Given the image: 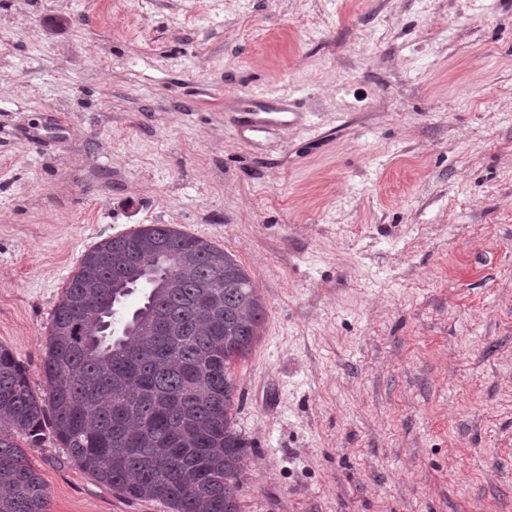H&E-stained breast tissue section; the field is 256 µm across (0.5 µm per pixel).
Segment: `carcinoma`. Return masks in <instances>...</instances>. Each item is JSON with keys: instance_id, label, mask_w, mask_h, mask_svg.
I'll list each match as a JSON object with an SVG mask.
<instances>
[{"instance_id": "cac0c4a2", "label": "carcinoma", "mask_w": 512, "mask_h": 512, "mask_svg": "<svg viewBox=\"0 0 512 512\" xmlns=\"http://www.w3.org/2000/svg\"><path fill=\"white\" fill-rule=\"evenodd\" d=\"M126 263L159 278L115 280ZM265 315L230 253L170 224L140 225L85 252L52 314L45 397L0 345V512H49L26 452L47 431L78 469L127 498L171 512H239L250 451L236 428L233 366Z\"/></svg>"}]
</instances>
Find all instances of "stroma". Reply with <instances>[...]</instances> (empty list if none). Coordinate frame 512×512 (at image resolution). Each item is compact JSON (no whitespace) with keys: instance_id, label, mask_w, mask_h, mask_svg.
<instances>
[{"instance_id":"1","label":"stroma","mask_w":512,"mask_h":512,"mask_svg":"<svg viewBox=\"0 0 512 512\" xmlns=\"http://www.w3.org/2000/svg\"><path fill=\"white\" fill-rule=\"evenodd\" d=\"M301 114L257 149L237 100ZM170 224L266 303L241 512H512V0H0V344ZM27 454L50 512H169Z\"/></svg>"}]
</instances>
